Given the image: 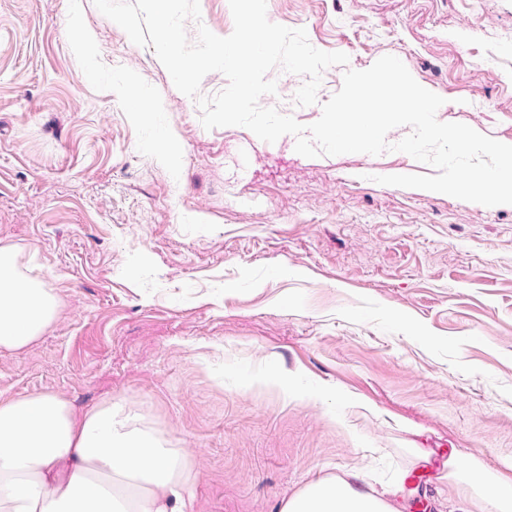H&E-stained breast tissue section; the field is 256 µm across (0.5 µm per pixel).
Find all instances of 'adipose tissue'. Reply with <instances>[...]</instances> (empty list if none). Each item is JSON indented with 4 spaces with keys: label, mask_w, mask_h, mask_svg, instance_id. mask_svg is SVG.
<instances>
[{
    "label": "adipose tissue",
    "mask_w": 512,
    "mask_h": 512,
    "mask_svg": "<svg viewBox=\"0 0 512 512\" xmlns=\"http://www.w3.org/2000/svg\"><path fill=\"white\" fill-rule=\"evenodd\" d=\"M14 247L0 245V351L37 343L59 305L40 280L22 274ZM448 474L479 494L459 512H512V480L479 462L449 456ZM197 473L186 452L125 401L76 413L52 393L0 396V512H194ZM352 470L311 481L279 512H396V482L381 494Z\"/></svg>",
    "instance_id": "1"
}]
</instances>
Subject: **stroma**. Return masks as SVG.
<instances>
[{"label":"stroma","mask_w":512,"mask_h":512,"mask_svg":"<svg viewBox=\"0 0 512 512\" xmlns=\"http://www.w3.org/2000/svg\"><path fill=\"white\" fill-rule=\"evenodd\" d=\"M199 3L189 40L232 33L228 0ZM267 17L349 57L311 106L302 76L270 71L300 123L393 55L439 121L512 140V0H267ZM294 146L205 129L93 0H0V244L61 304L0 351V393L127 399L190 454L197 512H279L358 468L378 490L403 478L398 512H451L449 454L512 477V206L376 183L433 174L402 152Z\"/></svg>","instance_id":"1"}]
</instances>
